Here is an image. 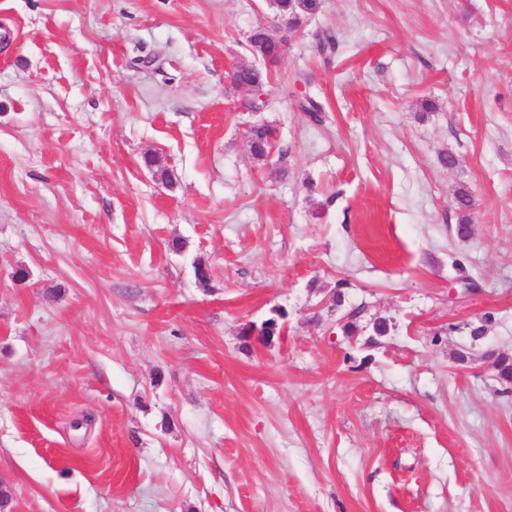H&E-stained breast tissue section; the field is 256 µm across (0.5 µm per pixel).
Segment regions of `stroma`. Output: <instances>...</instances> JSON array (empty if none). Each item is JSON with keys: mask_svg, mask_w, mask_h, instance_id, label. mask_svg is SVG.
I'll use <instances>...</instances> for the list:
<instances>
[{"mask_svg": "<svg viewBox=\"0 0 512 512\" xmlns=\"http://www.w3.org/2000/svg\"><path fill=\"white\" fill-rule=\"evenodd\" d=\"M298 14L0 0V512H512V0ZM283 39L265 27H259L249 37V48L253 55L261 59H273L282 50ZM275 130L266 124L253 125L248 131L252 153L257 158H264L269 153L275 140ZM455 201L457 210L460 213L459 223L457 224V233L460 237L465 238L470 235V210L474 206L473 196L469 188L460 184L455 190Z\"/></svg>", "mask_w": 512, "mask_h": 512, "instance_id": "35a3bbf8", "label": "stroma"}]
</instances>
